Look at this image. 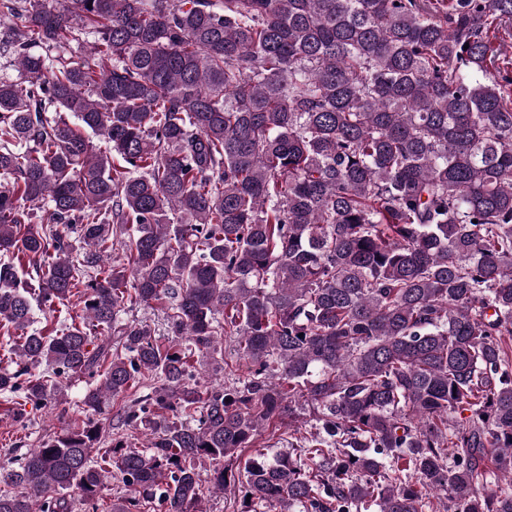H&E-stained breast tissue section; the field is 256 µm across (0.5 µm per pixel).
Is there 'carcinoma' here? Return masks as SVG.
<instances>
[{
  "label": "carcinoma",
  "mask_w": 512,
  "mask_h": 512,
  "mask_svg": "<svg viewBox=\"0 0 512 512\" xmlns=\"http://www.w3.org/2000/svg\"><path fill=\"white\" fill-rule=\"evenodd\" d=\"M512 0L0 3V512H512ZM78 297L47 335L34 307ZM168 301L162 346L134 305ZM233 343L224 382L194 357ZM151 393L105 442L104 395ZM310 426L272 458L275 422ZM97 378L81 377L68 382L62 404L49 403L42 408L23 406L19 398L0 395V458H20L28 448H34L47 436L59 432L66 425L80 423L85 417L81 398L89 384ZM18 408L25 416L21 422L15 419ZM202 470L201 479L202 487L204 489L203 495L205 497L204 505L207 510L206 512H232L230 511L232 509H227V505L229 504V500L231 499V501H233L235 497L233 492H226L224 494L209 492L208 488L210 487V484L208 479L209 476L207 475L209 472H206V469ZM118 485L122 484H120L117 479H109L107 488L102 492V496L98 501V506L89 503L84 504L76 494H72V497L74 498L73 512H110L113 496H115L117 491H120Z\"/></svg>",
  "instance_id": "carcinoma-1"
}]
</instances>
